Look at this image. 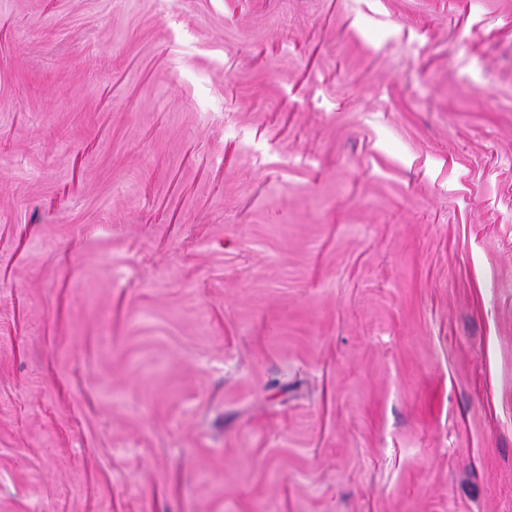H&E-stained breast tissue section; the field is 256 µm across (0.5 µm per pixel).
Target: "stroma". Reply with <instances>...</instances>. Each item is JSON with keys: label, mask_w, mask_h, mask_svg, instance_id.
<instances>
[{"label": "stroma", "mask_w": 512, "mask_h": 512, "mask_svg": "<svg viewBox=\"0 0 512 512\" xmlns=\"http://www.w3.org/2000/svg\"><path fill=\"white\" fill-rule=\"evenodd\" d=\"M0 512H512V0H0Z\"/></svg>", "instance_id": "obj_1"}]
</instances>
